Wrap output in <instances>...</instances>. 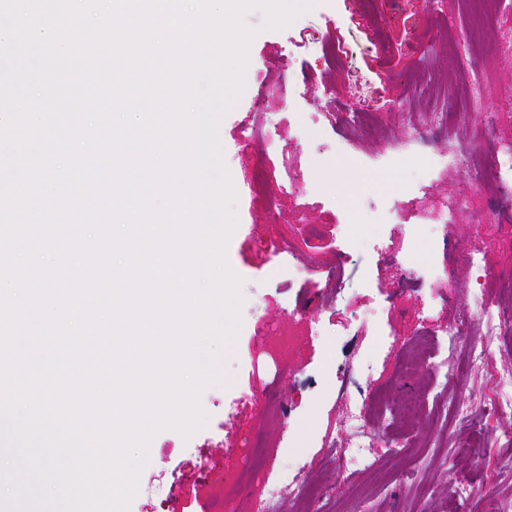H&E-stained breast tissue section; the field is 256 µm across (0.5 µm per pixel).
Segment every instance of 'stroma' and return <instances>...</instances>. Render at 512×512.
<instances>
[{"instance_id": "1", "label": "stroma", "mask_w": 512, "mask_h": 512, "mask_svg": "<svg viewBox=\"0 0 512 512\" xmlns=\"http://www.w3.org/2000/svg\"><path fill=\"white\" fill-rule=\"evenodd\" d=\"M480 45L463 0H314L279 29L254 9L244 89L222 119L223 161L237 183L236 225L225 249L240 280V326L224 356V383L204 388L205 425L191 436L158 431L128 512H216L215 493L235 487L241 512L264 496V483L238 485L241 437L262 431L267 470L280 481L275 512H512V414H493L490 402L511 395L512 325L495 337L488 368L463 381L424 369L402 376V357L436 346L457 311L470 312V330L485 312L512 317V206L495 207L480 189L465 198L454 224L412 227L389 214L390 197L422 180L410 164L389 155L453 148L481 162L512 144V0H482ZM491 76L486 97L459 113L430 143L406 140L415 127L437 126L439 101L459 91L464 76ZM321 121L317 141L303 137L308 114ZM359 159L347 165L336 150ZM266 162L261 194H252L255 158ZM318 167L319 180L287 185L291 167ZM461 174L449 165L419 197L439 211L456 195ZM275 207H268V199ZM293 253L277 252L280 241ZM476 253L480 271L459 263ZM428 266L435 286H415L406 264ZM343 265L340 284L326 272ZM486 274L485 300L474 299L475 278ZM296 333L299 342L279 365L270 332ZM426 398L418 424L400 423L406 395ZM382 401L383 421L371 422L372 471L355 466L344 449L358 440L355 402ZM467 405L452 418L449 401ZM485 443L480 461L466 456L472 440ZM404 443L393 453L390 444ZM467 478L466 493L451 487L449 471ZM302 473L318 497L300 499L292 485Z\"/></svg>"}]
</instances>
